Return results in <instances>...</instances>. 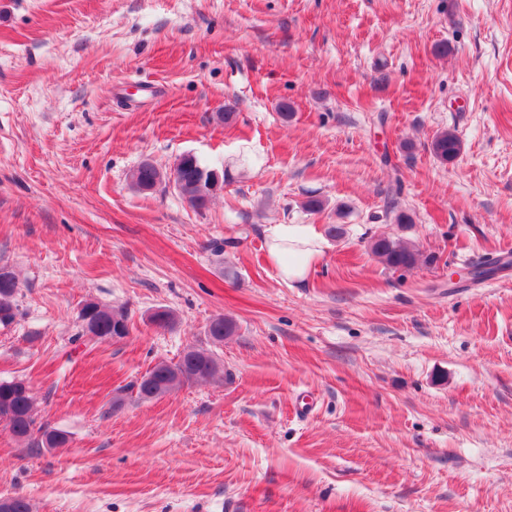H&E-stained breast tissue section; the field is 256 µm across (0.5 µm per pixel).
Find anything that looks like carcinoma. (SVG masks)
Here are the masks:
<instances>
[{"mask_svg":"<svg viewBox=\"0 0 512 512\" xmlns=\"http://www.w3.org/2000/svg\"><path fill=\"white\" fill-rule=\"evenodd\" d=\"M431 151L437 159L448 163L455 160L461 151V142L451 130L437 133L431 141ZM224 179L218 171L201 163L193 154H185L174 166L172 182L181 197L192 207L202 209L215 192L216 179ZM163 180L160 170L149 162L142 163L131 175L132 186L146 192L154 189ZM371 252L388 268L411 269L421 262V254L413 246L400 240L381 236L373 239ZM19 281L15 273L0 267V325L12 324L17 316L16 297ZM81 331L79 338L85 342L102 343L112 337L125 339L130 335L128 313L112 309L96 301L86 302L79 313ZM236 331L233 321L217 317L209 325L208 335L215 345L224 343V338ZM224 377V364L212 352L203 349H188L175 362L159 361L142 377L130 385L140 400H151L170 394L187 383L213 381ZM0 420L11 434L30 450L58 448L68 442L67 434L38 420L35 413V397L22 380L0 381Z\"/></svg>","mask_w":512,"mask_h":512,"instance_id":"cac0c4a2","label":"carcinoma"}]
</instances>
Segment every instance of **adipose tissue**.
<instances>
[{"instance_id": "ef3b65f1", "label": "adipose tissue", "mask_w": 512, "mask_h": 512, "mask_svg": "<svg viewBox=\"0 0 512 512\" xmlns=\"http://www.w3.org/2000/svg\"><path fill=\"white\" fill-rule=\"evenodd\" d=\"M325 246L321 233L310 224H273L266 232L268 260L289 284L306 279Z\"/></svg>"}]
</instances>
